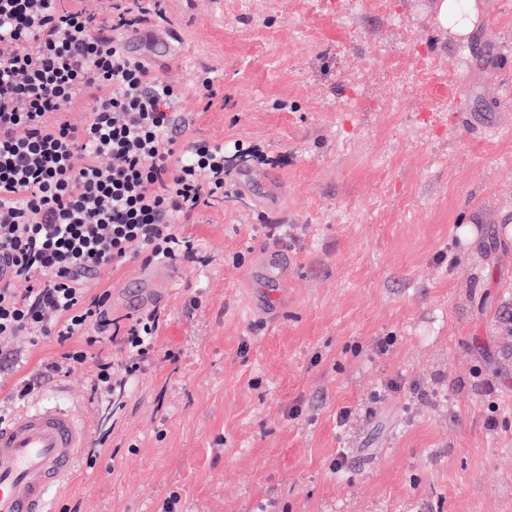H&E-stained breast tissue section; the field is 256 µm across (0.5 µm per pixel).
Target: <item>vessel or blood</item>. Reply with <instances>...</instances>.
Segmentation results:
<instances>
[{"mask_svg":"<svg viewBox=\"0 0 512 512\" xmlns=\"http://www.w3.org/2000/svg\"><path fill=\"white\" fill-rule=\"evenodd\" d=\"M288 266L278 247L266 248L259 264L265 287H281ZM168 283L164 267L142 268L127 282L129 306H141L151 288ZM86 445V429L67 405L40 402L0 420V512H54L51 491Z\"/></svg>","mask_w":512,"mask_h":512,"instance_id":"1","label":"vessel or blood"}]
</instances>
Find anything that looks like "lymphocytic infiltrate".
Listing matches in <instances>:
<instances>
[{"label":"lymphocytic infiltrate","instance_id":"obj_1","mask_svg":"<svg viewBox=\"0 0 512 512\" xmlns=\"http://www.w3.org/2000/svg\"><path fill=\"white\" fill-rule=\"evenodd\" d=\"M82 2L0 0V257L13 268L0 283V364L20 365L19 336L59 346L15 384L17 401L88 364L93 391L112 395L155 362L158 312L112 318L110 289L84 283L136 258L195 260L180 227L224 196L228 150L197 139L172 109L180 89L126 49L164 19L161 0L105 25Z\"/></svg>","mask_w":512,"mask_h":512}]
</instances>
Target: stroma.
<instances>
[{"mask_svg": "<svg viewBox=\"0 0 512 512\" xmlns=\"http://www.w3.org/2000/svg\"><path fill=\"white\" fill-rule=\"evenodd\" d=\"M477 2L464 41L436 0H206L150 22L195 136L267 160L182 227L206 262L170 265L152 303L176 361L121 397L82 369L39 392L107 439L58 503L512 512V0ZM271 244L291 265L266 312Z\"/></svg>", "mask_w": 512, "mask_h": 512, "instance_id": "stroma-1", "label": "stroma"}]
</instances>
